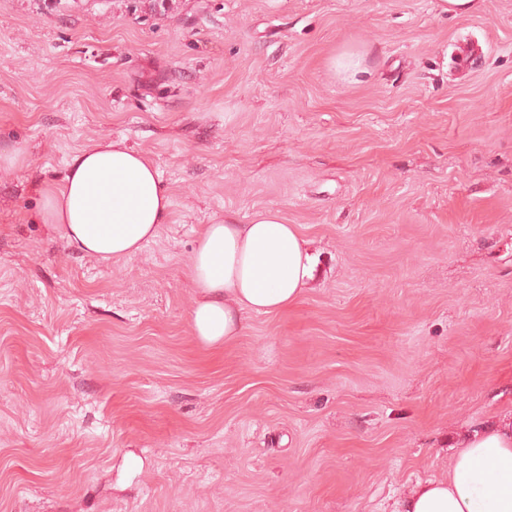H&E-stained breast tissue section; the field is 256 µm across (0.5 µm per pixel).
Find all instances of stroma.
<instances>
[{
  "instance_id": "1",
  "label": "stroma",
  "mask_w": 512,
  "mask_h": 512,
  "mask_svg": "<svg viewBox=\"0 0 512 512\" xmlns=\"http://www.w3.org/2000/svg\"><path fill=\"white\" fill-rule=\"evenodd\" d=\"M103 137L171 197L109 265L40 219ZM2 150L0 512H398L512 416V0H0ZM268 208L312 278L203 345L197 236Z\"/></svg>"
}]
</instances>
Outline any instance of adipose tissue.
Masks as SVG:
<instances>
[{"instance_id":"obj_1","label":"adipose tissue","mask_w":512,"mask_h":512,"mask_svg":"<svg viewBox=\"0 0 512 512\" xmlns=\"http://www.w3.org/2000/svg\"><path fill=\"white\" fill-rule=\"evenodd\" d=\"M171 210L170 194L150 157L121 140L99 139L75 154L59 184L44 188L41 219L74 252L109 264L138 254ZM305 240L275 209L206 225L189 274L198 298L194 336L208 345L233 341L249 316L282 311L312 278ZM402 512H512V419L469 434L448 475L427 481Z\"/></svg>"}]
</instances>
